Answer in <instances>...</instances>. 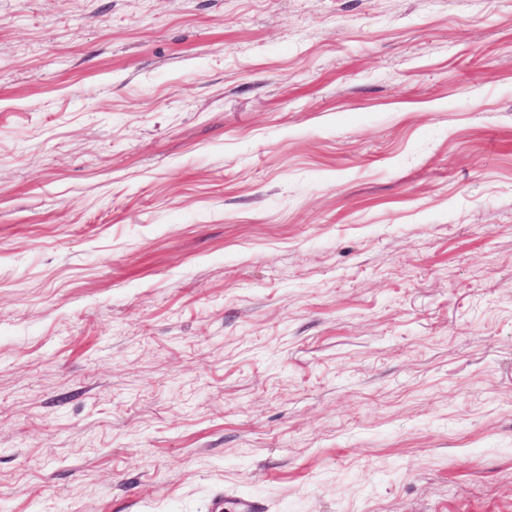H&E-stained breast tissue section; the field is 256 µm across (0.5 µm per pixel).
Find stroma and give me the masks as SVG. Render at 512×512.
Returning a JSON list of instances; mask_svg holds the SVG:
<instances>
[{
    "instance_id": "stroma-1",
    "label": "stroma",
    "mask_w": 512,
    "mask_h": 512,
    "mask_svg": "<svg viewBox=\"0 0 512 512\" xmlns=\"http://www.w3.org/2000/svg\"><path fill=\"white\" fill-rule=\"evenodd\" d=\"M512 512V0H0V512Z\"/></svg>"
}]
</instances>
